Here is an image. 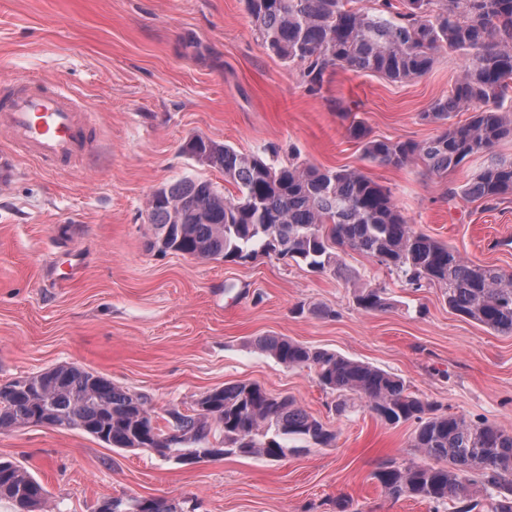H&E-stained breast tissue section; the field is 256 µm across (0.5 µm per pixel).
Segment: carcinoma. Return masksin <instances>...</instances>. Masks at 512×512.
<instances>
[{
	"instance_id": "obj_1",
	"label": "carcinoma",
	"mask_w": 512,
	"mask_h": 512,
	"mask_svg": "<svg viewBox=\"0 0 512 512\" xmlns=\"http://www.w3.org/2000/svg\"><path fill=\"white\" fill-rule=\"evenodd\" d=\"M263 46L299 67L309 92L342 69L392 83L426 75L440 51L459 52L463 65L448 94L421 118L439 126L430 140L375 139L359 121L347 128L372 163L402 167L420 161L442 175L467 158L512 139V0H375L372 14L357 0H245ZM468 112L464 124L449 122ZM194 150L224 172L237 193L227 197L208 179L185 177L160 187L149 204L151 247L161 253L248 261L274 254L325 273L338 267L336 248L375 258L414 286L445 287L448 308L504 336H512V274L475 265L448 244L415 232L390 192L359 170H321L298 162L275 165L194 136ZM465 197L496 202L512 195V158L494 159L462 189ZM365 312L386 306L380 288L355 297ZM257 347L285 367L307 368L318 384L348 396L389 424H416L411 447L431 464H380L373 472L392 499L413 498L453 512H512V434L483 421L445 413L386 371L286 337L265 336ZM148 399L75 365H58L23 383L0 385V431L28 425L79 430L110 448L145 449L183 465L226 455L279 461L304 440L328 447L335 434L294 398L257 384L236 383L202 394L186 411L165 410L160 439L147 440ZM13 512H45L47 490L25 467L0 460V500ZM138 497H112L96 512H139ZM144 512H187L181 503L150 498Z\"/></svg>"
}]
</instances>
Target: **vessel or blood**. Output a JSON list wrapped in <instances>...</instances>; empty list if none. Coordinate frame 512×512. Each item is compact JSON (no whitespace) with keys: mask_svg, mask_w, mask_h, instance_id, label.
<instances>
[{"mask_svg":"<svg viewBox=\"0 0 512 512\" xmlns=\"http://www.w3.org/2000/svg\"><path fill=\"white\" fill-rule=\"evenodd\" d=\"M95 111L68 88L27 80L23 89L0 93V131L13 151L51 165L82 157Z\"/></svg>","mask_w":512,"mask_h":512,"instance_id":"obj_1","label":"vessel or blood"}]
</instances>
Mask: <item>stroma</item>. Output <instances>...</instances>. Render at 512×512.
I'll list each match as a JSON object with an SVG mask.
<instances>
[{
  "label": "stroma",
  "instance_id": "35a3bbf8",
  "mask_svg": "<svg viewBox=\"0 0 512 512\" xmlns=\"http://www.w3.org/2000/svg\"><path fill=\"white\" fill-rule=\"evenodd\" d=\"M462 64L439 53L409 83L338 70L312 94L296 66L262 45L245 0H0V88L32 76L66 82L97 112L74 165L7 158L0 133V384L73 364L146 396L160 415L254 383L294 397L336 435L328 448L298 442L276 462L229 455L183 466L76 430L0 432V458L43 483L50 512H95L127 496L193 500L197 512H334L340 497L358 512H434L389 498L373 477L386 461L422 462L414 423L388 424L360 401L336 414V394L258 350L262 336L370 364L440 411L512 433V336L453 313L441 286L411 287L346 247L337 274L273 255L240 264L150 247L156 188L202 177L235 191L184 153L199 134L241 152L276 149L281 162L359 170L390 189L416 232L512 273V248L492 243L512 231V196L461 193L484 158L438 177L369 162L346 132L360 121L377 139L428 141L438 127L420 114ZM365 287L382 289L388 307L358 309Z\"/></svg>",
  "mask_w": 512,
  "mask_h": 512
}]
</instances>
